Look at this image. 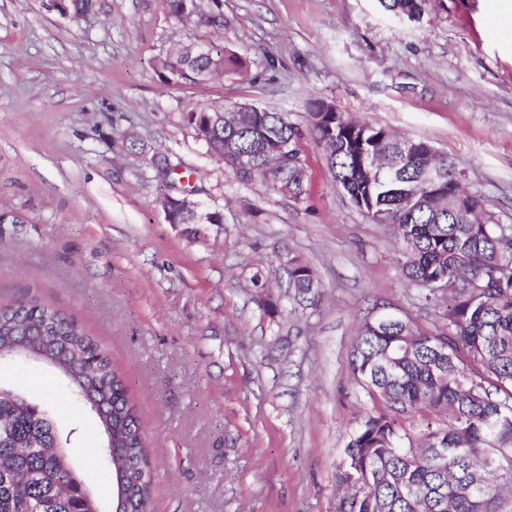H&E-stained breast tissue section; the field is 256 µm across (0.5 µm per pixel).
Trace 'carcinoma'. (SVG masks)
Returning <instances> with one entry per match:
<instances>
[{"instance_id":"obj_1","label":"carcinoma","mask_w":512,"mask_h":512,"mask_svg":"<svg viewBox=\"0 0 512 512\" xmlns=\"http://www.w3.org/2000/svg\"><path fill=\"white\" fill-rule=\"evenodd\" d=\"M178 20L191 17L205 27L215 19L195 0H162ZM410 22L420 20L425 0H380ZM68 15L82 17L97 0H68ZM245 58L211 43L192 56L177 50L162 63L166 84L196 82L247 71ZM310 104L305 126L266 108L250 113L243 126L223 122L220 105L200 106L183 121L212 154L224 159L233 178L258 184L299 204L307 200L310 174L302 156L310 136L324 145L333 178L371 222L383 211L401 244L400 266L425 300L447 307V323L434 332L410 319L362 326L351 369L385 411L367 416L346 445L347 494L337 512H512V224H500L484 197L462 186L464 174L446 153L429 154L426 141L415 152L409 139L381 125H340ZM128 153H146L157 177L170 183L173 224L197 235L199 216L177 199L197 188L182 185L180 161L145 140L122 141ZM377 154L387 168L367 181L363 156ZM252 156L243 168L237 159ZM429 165L441 171L440 198L408 211L406 193H423L418 180ZM288 301L318 302L320 283L311 267L288 261ZM446 283L448 291L438 288ZM0 357L42 362L56 369L73 402L101 430L100 456L124 482L123 512H153L148 441L109 355L89 334L55 307L36 298L0 303ZM426 410L443 426L417 437L401 431L394 416ZM75 429L58 427L44 404L0 386V512H94L89 490L73 474L67 448Z\"/></svg>"}]
</instances>
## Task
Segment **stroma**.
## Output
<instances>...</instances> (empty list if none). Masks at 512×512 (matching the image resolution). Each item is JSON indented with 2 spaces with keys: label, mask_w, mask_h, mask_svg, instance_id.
<instances>
[{
  "label": "stroma",
  "mask_w": 512,
  "mask_h": 512,
  "mask_svg": "<svg viewBox=\"0 0 512 512\" xmlns=\"http://www.w3.org/2000/svg\"><path fill=\"white\" fill-rule=\"evenodd\" d=\"M206 8L218 30L161 0H99L80 19L50 0H0V302L38 298L105 348L150 441L154 512H336L345 446L382 408L350 367L360 324L389 313L430 331L441 314L314 139L296 204L233 180L182 115L246 103L302 124L323 100L447 152L512 224V15L492 0H426L416 23L379 0ZM208 42L246 58L247 73L161 81L172 47ZM123 132L181 159L223 226L193 238L167 223L166 188L123 157ZM292 257L321 284L314 306L284 297ZM0 382L71 423L69 461L111 512L96 421L61 379L2 361Z\"/></svg>",
  "instance_id": "obj_1"
}]
</instances>
